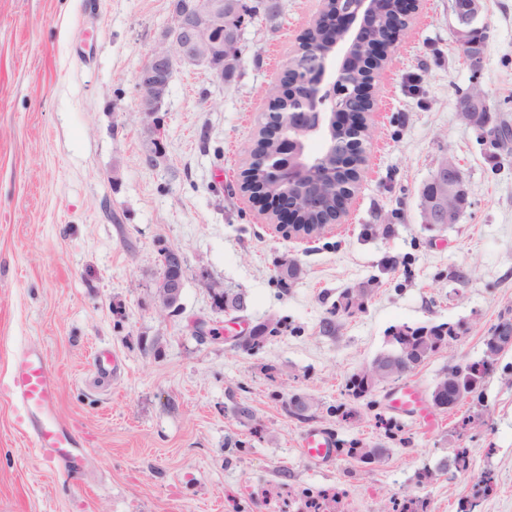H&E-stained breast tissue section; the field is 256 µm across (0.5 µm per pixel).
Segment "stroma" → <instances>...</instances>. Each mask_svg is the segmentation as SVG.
Wrapping results in <instances>:
<instances>
[{
    "mask_svg": "<svg viewBox=\"0 0 512 512\" xmlns=\"http://www.w3.org/2000/svg\"><path fill=\"white\" fill-rule=\"evenodd\" d=\"M320 7L279 0L246 21L229 81L177 67L155 161L136 81L171 0H0V383L23 348L41 351L58 417L85 450L79 467L45 464L0 393V512H286L288 497L320 495L328 512H512V349L485 358L512 318V141L491 146L458 108L477 90L487 128L512 126V0H482L477 70L453 0H419L384 68L348 214L299 240L274 231L243 176L264 96ZM445 157L469 204L431 228L419 194ZM167 248L186 267L175 309L157 291ZM286 261L300 272L284 282ZM215 287L240 292L243 310H216ZM352 289L363 309L342 308ZM264 322L278 330L259 349L231 346ZM441 323L457 334L436 354L350 395L349 379L390 350V328ZM100 351L116 376L97 370ZM480 360L478 391L434 407L448 368ZM405 387L420 413L389 409ZM296 397L308 419L289 413ZM312 428L337 435L332 466L300 454ZM352 446L382 455L360 465ZM459 451L467 470L443 468Z\"/></svg>",
    "mask_w": 512,
    "mask_h": 512,
    "instance_id": "obj_1",
    "label": "stroma"
}]
</instances>
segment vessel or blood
<instances>
[{
	"label": "vessel or blood",
	"instance_id": "b4317fda",
	"mask_svg": "<svg viewBox=\"0 0 512 512\" xmlns=\"http://www.w3.org/2000/svg\"><path fill=\"white\" fill-rule=\"evenodd\" d=\"M54 373L46 357L39 351L21 352L6 387L7 392L22 406L25 434L32 436L41 458L49 463L75 465L78 445L70 430L56 413ZM301 454L322 466L336 460V440L326 431L315 428L302 437Z\"/></svg>",
	"mask_w": 512,
	"mask_h": 512
}]
</instances>
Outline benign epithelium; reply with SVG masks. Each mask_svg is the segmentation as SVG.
<instances>
[{"instance_id": "1", "label": "benign epithelium", "mask_w": 512, "mask_h": 512, "mask_svg": "<svg viewBox=\"0 0 512 512\" xmlns=\"http://www.w3.org/2000/svg\"><path fill=\"white\" fill-rule=\"evenodd\" d=\"M229 0H172L171 23L162 41L150 53L137 79L138 111L156 118L169 94L173 71L178 65L197 66L215 79L224 80V68L237 62L225 53L237 45L242 29L235 26ZM377 0H353L347 9L322 16L323 34L316 49L315 67L301 77L286 64L287 85L266 96L268 122L263 135L278 145L275 152L254 148L249 160L258 161L265 179L244 185L255 202L269 212L288 234L314 235L325 225L311 230L297 222L300 209L337 224L347 213L360 174L368 162L365 134L372 124L376 82L402 32L414 21L419 0H405L386 12L394 26L373 22L362 35L350 33L344 21L370 15ZM480 0H454L456 40L470 49L469 65L477 68L482 54L475 47L476 21ZM363 73L365 85L356 92L357 111L346 112L343 101L349 92L346 79ZM485 100L465 97L460 112L474 126L483 112ZM318 142L319 151L311 150ZM469 204V188L455 160L444 157L438 164L433 189L420 207L423 223L446 226L458 223ZM186 276L184 261L175 249L163 252V274L158 288L167 308L177 307ZM410 360L399 351L375 365L377 375L395 380L409 371Z\"/></svg>"}]
</instances>
